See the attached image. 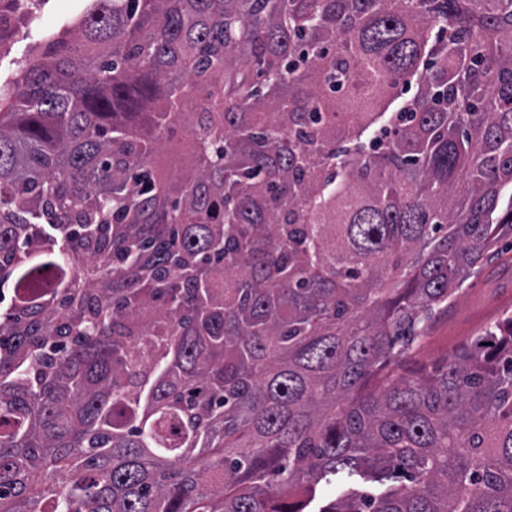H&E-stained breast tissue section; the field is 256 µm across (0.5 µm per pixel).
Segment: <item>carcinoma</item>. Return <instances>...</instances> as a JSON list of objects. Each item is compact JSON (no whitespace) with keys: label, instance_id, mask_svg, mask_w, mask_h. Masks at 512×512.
Segmentation results:
<instances>
[{"label":"carcinoma","instance_id":"obj_1","mask_svg":"<svg viewBox=\"0 0 512 512\" xmlns=\"http://www.w3.org/2000/svg\"><path fill=\"white\" fill-rule=\"evenodd\" d=\"M505 225L512 0H93L0 85V512H512V315L410 363Z\"/></svg>","mask_w":512,"mask_h":512}]
</instances>
